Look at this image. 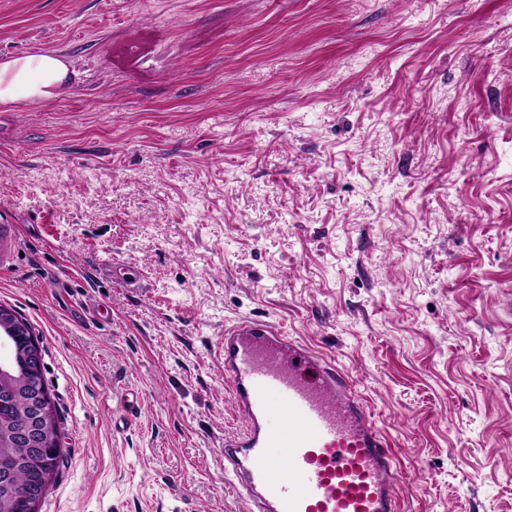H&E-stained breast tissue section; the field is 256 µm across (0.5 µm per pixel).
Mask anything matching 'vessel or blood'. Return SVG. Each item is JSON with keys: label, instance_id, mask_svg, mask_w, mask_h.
I'll return each mask as SVG.
<instances>
[{"label": "vessel or blood", "instance_id": "1", "mask_svg": "<svg viewBox=\"0 0 512 512\" xmlns=\"http://www.w3.org/2000/svg\"><path fill=\"white\" fill-rule=\"evenodd\" d=\"M224 380L243 421L224 443V469L253 512H400L394 451L334 362L242 318L224 329ZM278 410L287 422L274 432Z\"/></svg>", "mask_w": 512, "mask_h": 512}]
</instances>
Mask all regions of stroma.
I'll return each mask as SVG.
<instances>
[{"label": "stroma", "instance_id": "obj_1", "mask_svg": "<svg viewBox=\"0 0 512 512\" xmlns=\"http://www.w3.org/2000/svg\"><path fill=\"white\" fill-rule=\"evenodd\" d=\"M0 305L39 338V512H251L224 328L357 385L402 512H512V0H0ZM134 270L128 287L113 268ZM78 73L55 52L23 53L0 61V105L48 104L65 96Z\"/></svg>", "mask_w": 512, "mask_h": 512}]
</instances>
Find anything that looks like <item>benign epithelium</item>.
Instances as JSON below:
<instances>
[{
  "label": "benign epithelium",
  "instance_id": "1",
  "mask_svg": "<svg viewBox=\"0 0 512 512\" xmlns=\"http://www.w3.org/2000/svg\"><path fill=\"white\" fill-rule=\"evenodd\" d=\"M14 336L25 338L18 372L27 387V405L16 417L14 441L35 462L59 447V433L53 424L50 406L45 400L46 386L32 382L33 378L42 375V349L27 322L12 310L0 306V347L8 349ZM46 483L47 474L42 473L37 482L26 487V512H37Z\"/></svg>",
  "mask_w": 512,
  "mask_h": 512
}]
</instances>
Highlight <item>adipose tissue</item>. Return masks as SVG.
Returning <instances> with one entry per match:
<instances>
[{"mask_svg": "<svg viewBox=\"0 0 512 512\" xmlns=\"http://www.w3.org/2000/svg\"><path fill=\"white\" fill-rule=\"evenodd\" d=\"M77 77L55 52L23 53L0 61V105L48 104L65 96Z\"/></svg>", "mask_w": 512, "mask_h": 512, "instance_id": "1", "label": "adipose tissue"}]
</instances>
